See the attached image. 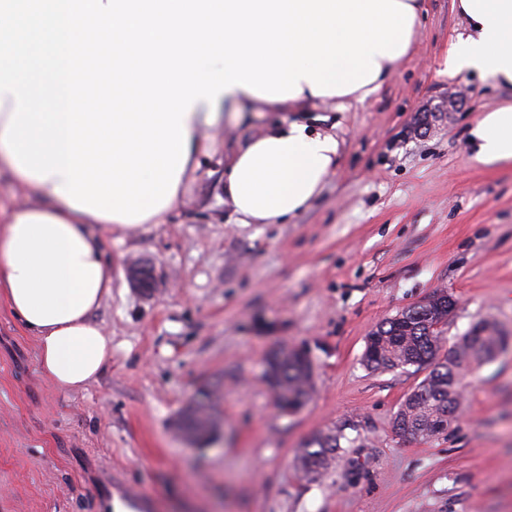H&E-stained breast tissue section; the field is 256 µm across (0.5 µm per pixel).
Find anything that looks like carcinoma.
Returning <instances> with one entry per match:
<instances>
[{
  "mask_svg": "<svg viewBox=\"0 0 512 512\" xmlns=\"http://www.w3.org/2000/svg\"><path fill=\"white\" fill-rule=\"evenodd\" d=\"M448 315L455 301L446 293L410 307L379 323L366 339L362 356L371 371H395L414 366L429 368V373L406 398L395 417V429L404 437L430 438L443 434L456 421L461 406L462 379L493 360L512 338L500 333L496 325L484 321L461 336L453 357L442 353L445 336L434 327L428 312L434 303ZM313 365L292 347L281 346L266 361L265 375L281 410H297L310 398ZM217 426L214 392H199L183 411L179 429L196 442L209 440ZM345 435L320 432L308 440L297 454V467L306 477L328 473L336 462Z\"/></svg>",
  "mask_w": 512,
  "mask_h": 512,
  "instance_id": "cac0c4a2",
  "label": "carcinoma"
}]
</instances>
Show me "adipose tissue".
<instances>
[{
	"label": "adipose tissue",
	"mask_w": 512,
	"mask_h": 512,
	"mask_svg": "<svg viewBox=\"0 0 512 512\" xmlns=\"http://www.w3.org/2000/svg\"><path fill=\"white\" fill-rule=\"evenodd\" d=\"M468 26L443 60L450 76L476 75L512 87V0H453ZM297 97L271 101L235 87L218 99L229 117L262 107L284 110L313 99L309 81ZM474 160L512 166V104L482 113L469 129ZM336 137L303 119L283 120L229 159L224 193L247 224H281L299 215L335 171ZM34 205L0 211V299L33 336L40 369L64 393L96 380L112 355V339L93 315L112 292V262L96 227L105 221L57 194L59 176L40 181L21 173L0 143V172ZM110 229L127 225L109 220Z\"/></svg>",
	"instance_id": "adipose-tissue-1"
}]
</instances>
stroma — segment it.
I'll return each instance as SVG.
<instances>
[{
  "label": "stroma",
  "instance_id": "35a3bbf8",
  "mask_svg": "<svg viewBox=\"0 0 512 512\" xmlns=\"http://www.w3.org/2000/svg\"><path fill=\"white\" fill-rule=\"evenodd\" d=\"M464 31L452 0H422L412 55L375 94L307 103L339 161L288 223H237L224 194L231 153L282 113L206 132L166 223L103 234L112 292L95 318L112 357L86 389L52 387L0 302V512H101L109 499L127 512H512V346L466 376L456 422L427 440L393 428L424 371L361 361L378 322L439 292L456 302L446 348L482 320L512 337V168L473 164L468 142L512 89L441 73ZM458 93L462 111L425 117ZM142 265L147 292L128 275ZM284 343L314 366V393L292 413L263 376ZM204 386L218 389L220 424L192 442L177 419ZM328 429L343 451L304 478L298 450Z\"/></svg>",
  "mask_w": 512,
  "mask_h": 512
}]
</instances>
